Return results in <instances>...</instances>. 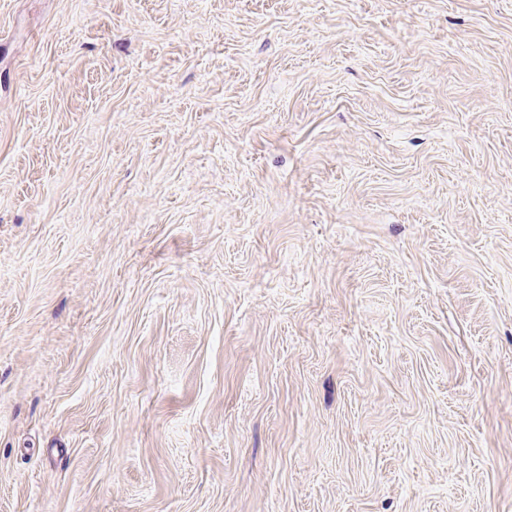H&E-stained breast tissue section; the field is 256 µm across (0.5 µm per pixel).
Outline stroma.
<instances>
[{
    "label": "stroma",
    "mask_w": 512,
    "mask_h": 512,
    "mask_svg": "<svg viewBox=\"0 0 512 512\" xmlns=\"http://www.w3.org/2000/svg\"><path fill=\"white\" fill-rule=\"evenodd\" d=\"M0 512H512V0H0Z\"/></svg>",
    "instance_id": "1"
}]
</instances>
